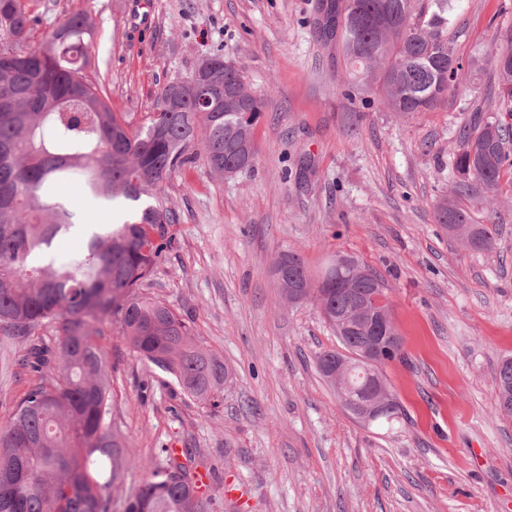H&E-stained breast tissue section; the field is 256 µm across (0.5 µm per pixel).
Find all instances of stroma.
<instances>
[{"label": "stroma", "mask_w": 512, "mask_h": 512, "mask_svg": "<svg viewBox=\"0 0 512 512\" xmlns=\"http://www.w3.org/2000/svg\"><path fill=\"white\" fill-rule=\"evenodd\" d=\"M27 0L33 40L64 15L95 19L89 76L134 124L164 85L221 54L265 107L253 170L228 179L203 161L173 174L161 197L175 210L172 247L143 287L191 325L233 372L218 407L183 395L137 357L117 324H99L112 373V424L134 460L112 490L124 512L147 466L192 448L209 475V512H512V420L498 416L494 372L512 357V172L496 211L500 233L475 252L434 221L451 193L462 126L499 95L487 62L512 0H462L451 48L464 63L448 99L396 118L373 105L349 131L344 64L314 25L323 0ZM301 254L319 276L336 253L385 280L402 356L383 373L402 406L394 423L364 425L319 375L340 349L315 302L280 299L273 265ZM0 331V422L28 387L31 343ZM244 489L235 500L226 483Z\"/></svg>", "instance_id": "1"}]
</instances>
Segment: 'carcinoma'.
I'll return each instance as SVG.
<instances>
[{"instance_id":"carcinoma-1","label":"carcinoma","mask_w":512,"mask_h":512,"mask_svg":"<svg viewBox=\"0 0 512 512\" xmlns=\"http://www.w3.org/2000/svg\"><path fill=\"white\" fill-rule=\"evenodd\" d=\"M455 0H330L334 22L319 29L336 38L348 78L342 95L354 101L362 84L399 117L430 110L455 90L462 64L448 40ZM25 0H0V329L31 336L56 324L57 351L35 347L26 360L31 380L6 424L0 426V512H109L112 487L129 463L121 434L108 422L111 380L97 325L116 320L123 336L148 366L173 378L182 393L215 404L229 371L202 348L183 316L144 295L142 286L172 246L171 208L160 186L192 164L198 144L208 167L226 177L246 155L256 157L254 134L263 102L247 88L224 56L199 61L187 77L166 83L157 110L137 129L112 111L99 84L88 79L95 21L87 12L64 16L33 47ZM492 53L502 95L495 111L512 120V26L499 34ZM212 87L229 86L205 105L190 85L195 74ZM453 193L471 192L492 202L504 171L512 170V124L494 117L459 131ZM79 180L97 203L123 200L117 223L83 229L84 247L64 261L54 241L81 219L56 200L57 183ZM435 223L465 227L461 243L476 252L494 249L498 228L474 224L467 209L443 198ZM276 266L283 288L302 283L328 323L354 309L352 289L385 280L359 265L360 276L342 269L311 278L305 260L281 253ZM496 409L512 419V357L495 371ZM164 461L149 468L132 491L125 512H208L209 496L197 485L191 448L163 449Z\"/></svg>"}]
</instances>
